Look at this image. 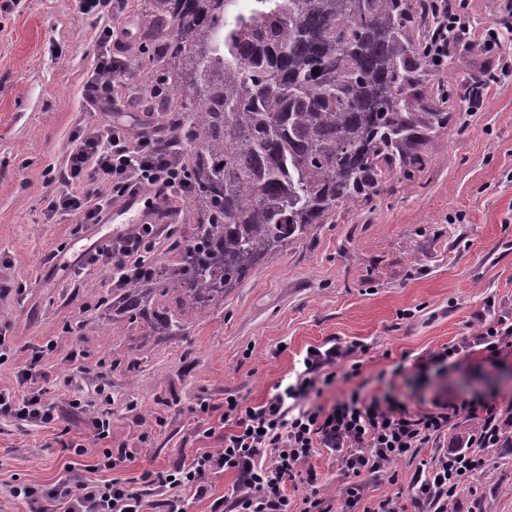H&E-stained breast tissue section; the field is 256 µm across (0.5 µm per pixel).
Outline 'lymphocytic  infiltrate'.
Returning <instances> with one entry per match:
<instances>
[{"label": "lymphocytic infiltrate", "mask_w": 512, "mask_h": 512, "mask_svg": "<svg viewBox=\"0 0 512 512\" xmlns=\"http://www.w3.org/2000/svg\"><path fill=\"white\" fill-rule=\"evenodd\" d=\"M78 13L103 21L102 49L85 82L91 106L104 109L127 92L126 64L112 54L115 28L124 19L129 0H74ZM431 20L441 37L432 45L437 63L448 59L450 42L469 36L464 0H430ZM160 134L143 132L130 137L118 123L91 124L75 134L62 165L47 166L45 180L51 191L43 198L47 219L67 218L77 224H99L112 200L155 189L169 205L178 200L185 164L161 153ZM154 234L152 224L141 225L134 235H118L115 241L97 249L96 257L112 267L117 277L138 271L146 260L147 241ZM512 348V320L499 316L482 320L474 334L436 354L439 362L449 357L480 350L496 361L503 350ZM358 344L327 342L303 359V368L293 382L264 403L252 406L230 396L224 400L225 425L222 447L203 452L186 468L157 473V482L171 491L169 512H182L180 494L185 490L203 493L213 475L236 471L241 482L231 504L216 502L217 512H356L364 493L363 484H348L339 502L320 494L318 477L308 462L324 453L339 462L345 473H367L373 477L389 474L392 465L414 449L425 447L451 429L460 414L476 417L470 402L436 405L434 411L410 413L405 405L390 398L352 392L331 406L319 404L325 388L338 379H350L359 372L354 356ZM480 426L466 438L455 441L428 469L418 471L410 483L411 500L417 512H448V503L458 486L488 462L494 448H511L512 411L499 413L486 407ZM0 414H16L42 425L56 420V413L40 388H29L21 399L0 392ZM303 484L301 504H294L287 482ZM15 497L28 505L48 502L56 512H145L141 491L115 481L86 480L76 469L46 491L32 486L15 489Z\"/></svg>", "instance_id": "lymphocytic-infiltrate-1"}]
</instances>
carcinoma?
Returning <instances> with one entry per match:
<instances>
[{
  "label": "carcinoma",
  "instance_id": "1",
  "mask_svg": "<svg viewBox=\"0 0 512 512\" xmlns=\"http://www.w3.org/2000/svg\"><path fill=\"white\" fill-rule=\"evenodd\" d=\"M156 0L144 58L175 104L171 144L190 155L192 237L174 229L178 267L146 264L118 289L130 320L160 295L202 313L337 207L378 194L385 176L425 167L418 142L448 124L418 92L432 64L412 39L426 0Z\"/></svg>",
  "mask_w": 512,
  "mask_h": 512
}]
</instances>
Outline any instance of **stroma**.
<instances>
[{"mask_svg":"<svg viewBox=\"0 0 512 512\" xmlns=\"http://www.w3.org/2000/svg\"><path fill=\"white\" fill-rule=\"evenodd\" d=\"M468 3L469 43H457L425 83L428 94L447 87L451 114L420 146L425 168L410 179L388 176L372 201L337 210L290 241L205 315L180 311L174 296L159 299L187 322L177 336L110 305L112 271L94 254L128 225L107 218L79 227L43 215V171L63 162L75 131L114 120L130 136L141 131L140 100L154 82L140 63L146 0H131L127 33L112 46L126 63L129 96L111 112L90 108L84 95L99 23L76 13L73 0H21L0 11V391L22 394L21 371L35 366L60 417L43 427L0 415V512H27L10 486L49 488L72 467L143 490L147 512H167L169 492L148 475L218 447L225 397L262 404L301 370L307 349L330 340L364 350L358 375L325 389L320 404L354 390L391 395L415 411L438 395L512 403V352L494 364L481 351L444 367L430 362L477 330L480 316L512 314V77L490 83L476 112L460 93L470 77L496 69V54L480 42L512 0ZM197 220L183 200L157 222L158 266L177 265L170 224L188 236ZM104 409L112 433L101 439L93 421ZM476 427L459 419L453 434L394 463L395 481L366 478L363 506L388 497L409 505L414 474L453 435ZM73 441L83 455L69 451ZM109 448L119 455L107 469ZM490 460L458 487L454 512H512V450Z\"/></svg>","mask_w":512,"mask_h":512,"instance_id":"obj_1","label":"stroma"}]
</instances>
